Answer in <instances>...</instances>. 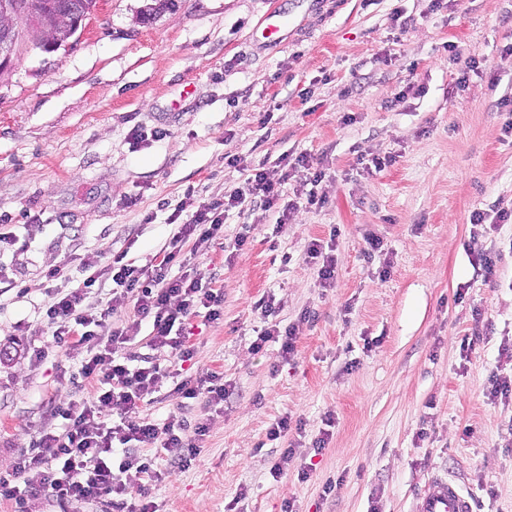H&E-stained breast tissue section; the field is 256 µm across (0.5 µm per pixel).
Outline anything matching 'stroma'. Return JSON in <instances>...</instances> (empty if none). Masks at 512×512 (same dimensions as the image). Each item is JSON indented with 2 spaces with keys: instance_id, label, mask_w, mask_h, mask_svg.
<instances>
[{
  "instance_id": "stroma-1",
  "label": "stroma",
  "mask_w": 512,
  "mask_h": 512,
  "mask_svg": "<svg viewBox=\"0 0 512 512\" xmlns=\"http://www.w3.org/2000/svg\"><path fill=\"white\" fill-rule=\"evenodd\" d=\"M150 2L99 0L68 47L28 48L0 79V233L28 243L0 250V346L13 350L0 359V472L62 427L48 399L97 388L79 375L81 352L27 357L49 338L51 290L81 279L78 258L146 264L175 207L303 155L327 173L323 206L281 224L257 201L229 211L204 257L183 246L223 289L224 318L195 329L193 361L158 356L174 379L144 417L201 419L207 432L188 468L160 462L149 500L159 512H413L439 474L476 512H512V397H489L492 373L512 374L499 365L512 344V223L469 222L512 209L499 106L512 95V0H175L141 22ZM378 154L391 165L365 169ZM335 228L325 288L303 252ZM478 252L491 270L474 268ZM266 296L281 327H299L292 359L275 342L252 346ZM210 373L230 390L223 405L181 407L174 380ZM284 416L299 432L270 439ZM291 443L287 474L273 478Z\"/></svg>"
}]
</instances>
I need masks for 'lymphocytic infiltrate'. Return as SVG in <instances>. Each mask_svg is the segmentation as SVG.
<instances>
[{
    "label": "lymphocytic infiltrate",
    "instance_id": "1",
    "mask_svg": "<svg viewBox=\"0 0 512 512\" xmlns=\"http://www.w3.org/2000/svg\"><path fill=\"white\" fill-rule=\"evenodd\" d=\"M285 181L264 166L254 167L245 187L200 202L188 212L174 211L172 236L161 260L137 266L117 255L101 269L94 257L86 256L77 286L52 293L43 315L52 341L34 349L32 360L46 358L54 346L84 351L79 372L98 379L99 386L91 398L52 406V415L66 422L63 431L41 435L11 470L0 474V499L13 501L15 512H30L31 502L38 499L66 504L104 496L111 497L113 512H156L154 502L140 492L143 480L160 475L147 449H159L168 461L187 466L201 452L197 439L205 435L207 425L197 422L196 437L189 440L182 419L157 424L142 418L144 404L159 392L169 373L149 359L136 364L137 321L114 324L111 304L90 309L84 305L86 296L99 280L111 281L116 293L131 299L138 318H151L150 349L189 361L193 319L221 320L224 293L184 272L182 242L193 241L197 251H207L224 237L226 211L243 206L250 197L262 200L266 208H279V223H287L295 207L279 204Z\"/></svg>",
    "mask_w": 512,
    "mask_h": 512
}]
</instances>
